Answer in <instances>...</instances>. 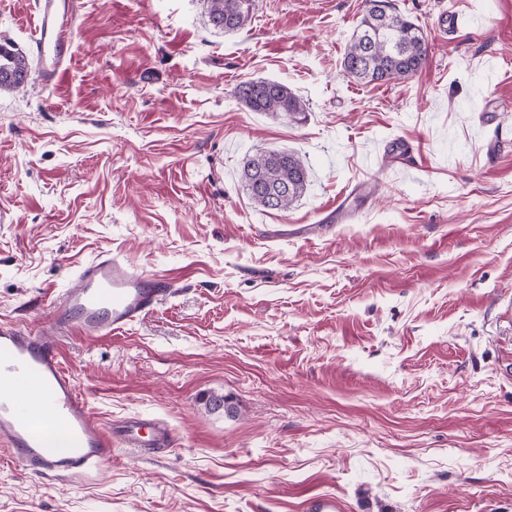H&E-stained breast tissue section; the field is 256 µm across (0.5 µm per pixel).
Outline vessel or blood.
Masks as SVG:
<instances>
[{"instance_id": "1", "label": "vessel or blood", "mask_w": 512, "mask_h": 512, "mask_svg": "<svg viewBox=\"0 0 512 512\" xmlns=\"http://www.w3.org/2000/svg\"><path fill=\"white\" fill-rule=\"evenodd\" d=\"M74 16L72 0L36 4V66L45 85L58 86L69 68ZM75 280L40 331L0 324V379L19 376L31 385L27 396L0 392V443L19 467L41 479H66L106 464L118 447L165 448L173 442L170 428L159 421L129 418L105 426L60 350L62 337L103 335L142 319L172 295L171 281L148 277L109 252L80 266Z\"/></svg>"}]
</instances>
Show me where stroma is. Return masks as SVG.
<instances>
[{"instance_id":"1","label":"stroma","mask_w":512,"mask_h":512,"mask_svg":"<svg viewBox=\"0 0 512 512\" xmlns=\"http://www.w3.org/2000/svg\"><path fill=\"white\" fill-rule=\"evenodd\" d=\"M76 2L62 85L0 92V321L41 328L104 251L169 279L61 354L104 425L159 418L174 444L52 484L0 445V512H512V0H389L432 54L369 85L340 74L363 0H255L233 35L201 0ZM35 9L0 0L31 61ZM257 78L306 121L239 104ZM267 149L312 169L285 211L241 184ZM233 97L252 112H262L273 119L300 122L307 112L306 103L285 84L271 79H250L237 83Z\"/></svg>"}]
</instances>
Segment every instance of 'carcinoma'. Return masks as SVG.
I'll return each mask as SVG.
<instances>
[{
    "mask_svg": "<svg viewBox=\"0 0 512 512\" xmlns=\"http://www.w3.org/2000/svg\"><path fill=\"white\" fill-rule=\"evenodd\" d=\"M207 23L233 34L250 26L255 0H203ZM430 45L423 29L385 0H364V9L341 58V75L355 83H390L422 71ZM31 66L15 50L0 46V91L28 83ZM233 97L252 112L273 119L300 122L306 103L285 84L271 79L237 83ZM243 188L249 199L265 210L290 208L307 190L310 171L305 161L288 149L244 153L239 161Z\"/></svg>",
    "mask_w": 512,
    "mask_h": 512,
    "instance_id": "1",
    "label": "carcinoma"
}]
</instances>
